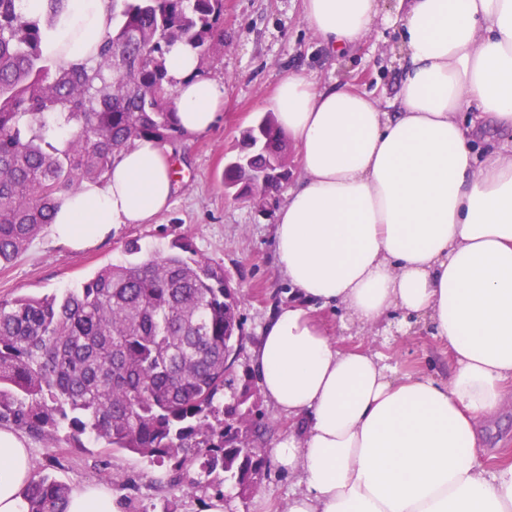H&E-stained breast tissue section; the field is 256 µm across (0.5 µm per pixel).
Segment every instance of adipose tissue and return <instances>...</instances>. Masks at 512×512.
<instances>
[{
	"label": "adipose tissue",
	"mask_w": 512,
	"mask_h": 512,
	"mask_svg": "<svg viewBox=\"0 0 512 512\" xmlns=\"http://www.w3.org/2000/svg\"><path fill=\"white\" fill-rule=\"evenodd\" d=\"M379 0H304V21L336 54L361 45ZM107 0H68L67 56L108 26ZM407 57L392 110L372 94L291 71L269 104L300 149L279 207L275 257L296 300L266 321L252 353L264 396L301 420L276 447L301 490L288 512H512V462L486 472L482 425L512 406V144L476 152L473 117L512 130V0H408ZM195 52L167 55L176 118L207 132L224 88ZM174 191L170 156L140 140L104 186L65 197L53 238L74 250L116 224H146ZM363 326L424 318L448 346L445 379L395 377L382 355L342 350L313 312ZM32 477L21 435L0 428V512H25Z\"/></svg>",
	"instance_id": "adipose-tissue-1"
}]
</instances>
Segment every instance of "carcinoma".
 I'll list each match as a JSON object with an SVG mask.
<instances>
[{
    "label": "carcinoma",
    "instance_id": "1",
    "mask_svg": "<svg viewBox=\"0 0 512 512\" xmlns=\"http://www.w3.org/2000/svg\"><path fill=\"white\" fill-rule=\"evenodd\" d=\"M66 0L28 14L0 0V265L53 222L61 199L104 185L112 164L150 139L178 157L166 55L191 47L198 68L224 47V0H109L107 31L85 57L48 52ZM286 135L266 113L243 130L224 170L237 199L268 207L292 176ZM134 260L101 267L78 288L0 299V423L82 446L170 463L188 493L222 476L246 499L266 458L249 388L229 403L243 348L237 292L224 267L183 236L167 251L128 240ZM70 487L37 473L26 512H67Z\"/></svg>",
    "mask_w": 512,
    "mask_h": 512
}]
</instances>
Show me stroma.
I'll use <instances>...</instances> for the list:
<instances>
[{
	"label": "stroma",
	"mask_w": 512,
	"mask_h": 512,
	"mask_svg": "<svg viewBox=\"0 0 512 512\" xmlns=\"http://www.w3.org/2000/svg\"><path fill=\"white\" fill-rule=\"evenodd\" d=\"M382 19L364 43L343 55L329 54L304 23L302 0H224V48L205 65L207 79L225 88L224 107L208 132L184 139L180 169L168 209L147 224H117L105 241L83 252L59 245L43 232L14 262L0 268V297L43 296L79 286L101 267L125 261L126 240L144 248L165 250L179 236L190 237L198 253L223 264L241 295L240 315L246 340L238 374L252 372V350L270 314L293 302L280 275L273 243L274 211H257L225 190L224 164L234 154L239 133L258 116L281 78L293 70L312 73L326 85H351L374 93L388 105L400 89L406 54L396 19L403 0H381ZM343 349L364 346L383 355L396 376L427 373L447 378L448 348L423 321L397 316L375 329L361 327L344 311L317 310ZM486 446L478 453L486 471L512 462V409L484 427ZM34 463L67 484H110L121 512H205L216 492L202 487L188 494L163 485L166 469L139 455L106 448L93 436L71 447L64 432L26 438ZM300 490L297 475L271 463L258 490L248 498L225 490L224 512H287Z\"/></svg>",
	"instance_id": "stroma-1"
}]
</instances>
